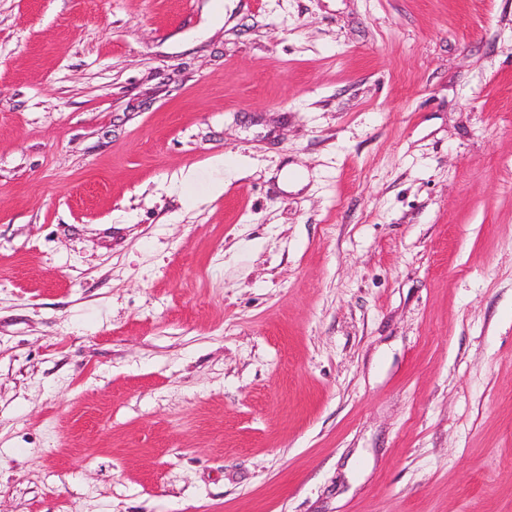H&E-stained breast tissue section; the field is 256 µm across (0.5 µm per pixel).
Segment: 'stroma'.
<instances>
[{
  "label": "stroma",
  "mask_w": 512,
  "mask_h": 512,
  "mask_svg": "<svg viewBox=\"0 0 512 512\" xmlns=\"http://www.w3.org/2000/svg\"><path fill=\"white\" fill-rule=\"evenodd\" d=\"M0 512H512V0H0Z\"/></svg>",
  "instance_id": "1"
}]
</instances>
